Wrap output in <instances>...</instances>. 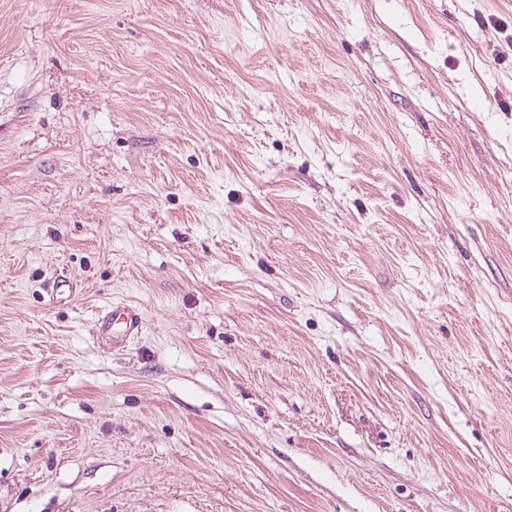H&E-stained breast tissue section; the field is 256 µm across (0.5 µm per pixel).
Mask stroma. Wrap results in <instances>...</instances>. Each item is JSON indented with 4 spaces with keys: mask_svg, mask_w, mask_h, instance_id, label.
<instances>
[{
    "mask_svg": "<svg viewBox=\"0 0 512 512\" xmlns=\"http://www.w3.org/2000/svg\"><path fill=\"white\" fill-rule=\"evenodd\" d=\"M1 475L512 512V0H0ZM78 284L66 277L56 276L50 278L44 288L45 295L48 298L49 304H58L62 301H73L79 293L80 288ZM143 330V316L132 305H112L104 309L95 323V336L112 348H123Z\"/></svg>",
    "mask_w": 512,
    "mask_h": 512,
    "instance_id": "1",
    "label": "stroma"
}]
</instances>
